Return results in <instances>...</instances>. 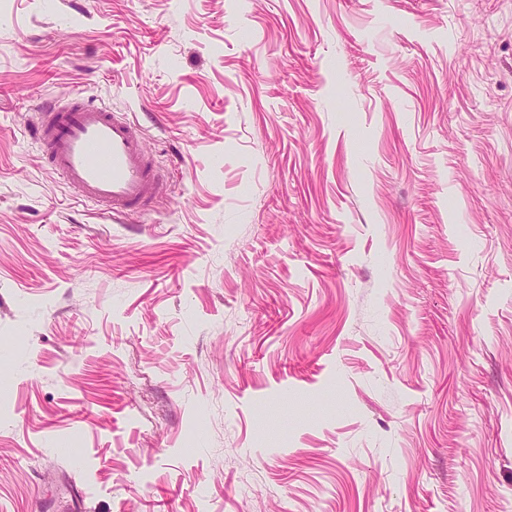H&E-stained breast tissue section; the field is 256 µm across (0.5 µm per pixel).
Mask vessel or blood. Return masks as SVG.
I'll return each instance as SVG.
<instances>
[{
  "instance_id": "obj_1",
  "label": "vessel or blood",
  "mask_w": 512,
  "mask_h": 512,
  "mask_svg": "<svg viewBox=\"0 0 512 512\" xmlns=\"http://www.w3.org/2000/svg\"><path fill=\"white\" fill-rule=\"evenodd\" d=\"M34 135L45 164L113 222L153 208L166 191L142 126L128 114L74 98L42 103Z\"/></svg>"
}]
</instances>
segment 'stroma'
Listing matches in <instances>:
<instances>
[{
	"label": "stroma",
	"mask_w": 512,
	"mask_h": 512,
	"mask_svg": "<svg viewBox=\"0 0 512 512\" xmlns=\"http://www.w3.org/2000/svg\"><path fill=\"white\" fill-rule=\"evenodd\" d=\"M143 126L123 224L32 129ZM512 512V0H0V512Z\"/></svg>",
	"instance_id": "obj_1"
}]
</instances>
